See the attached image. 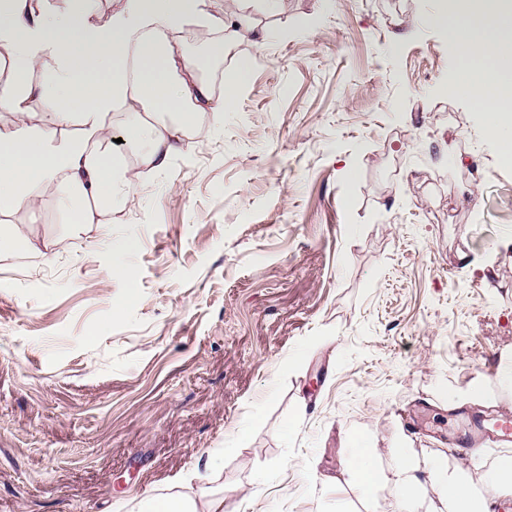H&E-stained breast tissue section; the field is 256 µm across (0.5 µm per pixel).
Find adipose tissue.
<instances>
[{
	"label": "adipose tissue",
	"instance_id": "obj_1",
	"mask_svg": "<svg viewBox=\"0 0 512 512\" xmlns=\"http://www.w3.org/2000/svg\"><path fill=\"white\" fill-rule=\"evenodd\" d=\"M241 0H229L223 19L205 9V0H127L109 27L96 19L94 0H80L77 13L59 15L33 8L30 0H0V52L9 59L0 77V110L12 114L0 126V253L28 249L29 242L9 218L39 208L55 190L73 224H94L117 201L130 197L135 177L112 150L107 117L115 103L128 109L124 135L153 169L167 166L198 115L230 111L235 89L247 81L251 57L239 58L223 94L197 77L189 60L164 46L165 33L196 27L211 58L221 59L249 32ZM460 51L464 65L452 83L481 114L484 135L500 159L512 166V0H440L429 17ZM48 68L45 81L31 73ZM49 111L48 122H33L31 103ZM345 472L355 497L375 503L383 485L397 494L392 512H494L475 497L459 462H431L435 504L413 494L419 468L404 448L393 449L394 466L374 463L364 433L350 439Z\"/></svg>",
	"mask_w": 512,
	"mask_h": 512
}]
</instances>
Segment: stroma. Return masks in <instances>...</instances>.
<instances>
[{
    "mask_svg": "<svg viewBox=\"0 0 512 512\" xmlns=\"http://www.w3.org/2000/svg\"><path fill=\"white\" fill-rule=\"evenodd\" d=\"M434 6L253 12L262 44L208 76L252 56L233 111L200 114L166 169L113 111L141 182L109 233L70 235L50 192L13 216L34 248L0 254V512H144L210 448L224 467L189 493L224 512H367L342 481L357 431L380 467L399 444L456 457L490 494L455 414L512 416L464 395L512 350V168L448 90L463 60ZM129 241L134 279L105 277Z\"/></svg>",
    "mask_w": 512,
    "mask_h": 512,
    "instance_id": "1",
    "label": "stroma"
}]
</instances>
